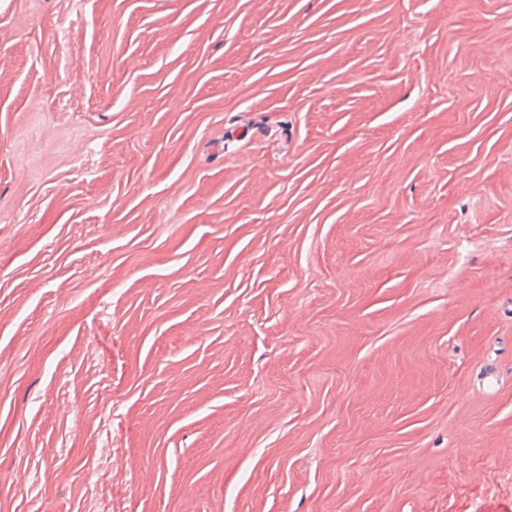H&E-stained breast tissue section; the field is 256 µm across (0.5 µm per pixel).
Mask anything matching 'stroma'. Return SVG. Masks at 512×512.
Here are the masks:
<instances>
[{"mask_svg": "<svg viewBox=\"0 0 512 512\" xmlns=\"http://www.w3.org/2000/svg\"><path fill=\"white\" fill-rule=\"evenodd\" d=\"M0 512H512V0H0Z\"/></svg>", "mask_w": 512, "mask_h": 512, "instance_id": "1", "label": "stroma"}]
</instances>
